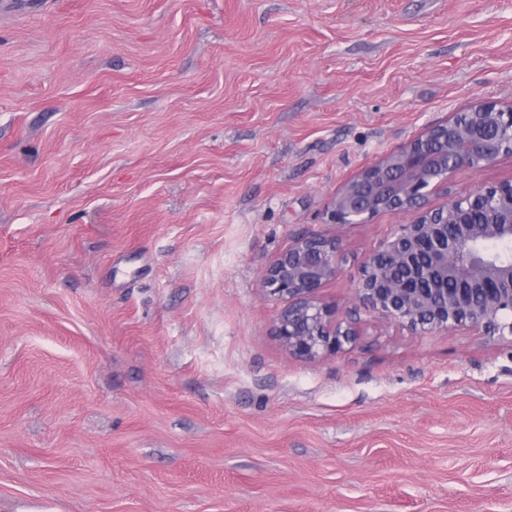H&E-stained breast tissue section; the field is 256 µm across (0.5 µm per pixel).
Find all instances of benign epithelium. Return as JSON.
Segmentation results:
<instances>
[{
	"label": "benign epithelium",
	"mask_w": 512,
	"mask_h": 512,
	"mask_svg": "<svg viewBox=\"0 0 512 512\" xmlns=\"http://www.w3.org/2000/svg\"><path fill=\"white\" fill-rule=\"evenodd\" d=\"M512 147V112L480 100L466 113L426 126L396 151L384 153L343 182L330 200L334 224H365L388 211H410L362 264L348 319L323 301L343 251L336 235H305L262 273L260 286L283 307L274 333L296 358L334 355L359 336L361 315L394 322L416 334L468 329L512 336V184L478 188L438 207L459 171L489 164ZM486 211L471 224L470 208Z\"/></svg>",
	"instance_id": "7a95c632"
}]
</instances>
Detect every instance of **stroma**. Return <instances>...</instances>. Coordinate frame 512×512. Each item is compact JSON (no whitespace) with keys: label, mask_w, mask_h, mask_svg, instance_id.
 Returning a JSON list of instances; mask_svg holds the SVG:
<instances>
[{"label":"stroma","mask_w":512,"mask_h":512,"mask_svg":"<svg viewBox=\"0 0 512 512\" xmlns=\"http://www.w3.org/2000/svg\"><path fill=\"white\" fill-rule=\"evenodd\" d=\"M42 3L0 9V512H512V338L367 317L299 359L259 286L337 233L350 310L411 215L332 196L512 108V0Z\"/></svg>","instance_id":"stroma-1"}]
</instances>
